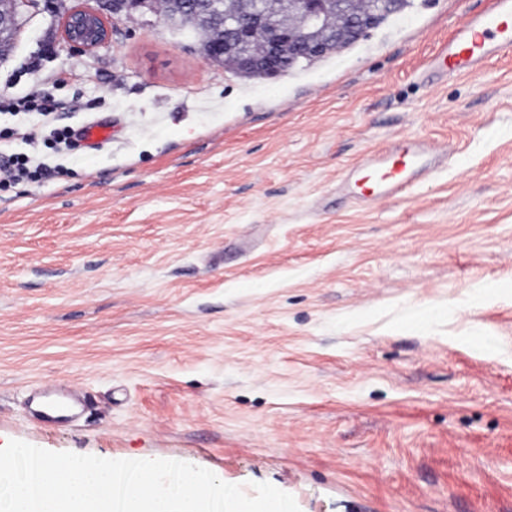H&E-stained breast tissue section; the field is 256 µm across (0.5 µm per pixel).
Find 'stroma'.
<instances>
[{"label":"stroma","instance_id":"35a3bbf8","mask_svg":"<svg viewBox=\"0 0 512 512\" xmlns=\"http://www.w3.org/2000/svg\"><path fill=\"white\" fill-rule=\"evenodd\" d=\"M485 3L414 0L264 79L150 11L87 54L63 22L96 0L30 13L0 64V152L44 167L0 182V444L184 461L300 512H512V51L421 76ZM38 89L53 126L4 106ZM91 122L111 140L55 144ZM409 138L447 163L341 187ZM44 396L75 409L44 425Z\"/></svg>","mask_w":512,"mask_h":512}]
</instances>
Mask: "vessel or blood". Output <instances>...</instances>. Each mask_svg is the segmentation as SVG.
Instances as JSON below:
<instances>
[{
  "label": "vessel or blood",
  "mask_w": 512,
  "mask_h": 512,
  "mask_svg": "<svg viewBox=\"0 0 512 512\" xmlns=\"http://www.w3.org/2000/svg\"><path fill=\"white\" fill-rule=\"evenodd\" d=\"M512 50V0H488L481 11L466 15L453 36L439 46L425 70L428 77L478 74L493 56ZM441 152L422 141L408 140L395 150L370 154L347 184L371 200L399 197L438 167Z\"/></svg>",
  "instance_id": "1"
}]
</instances>
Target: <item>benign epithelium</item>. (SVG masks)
<instances>
[{
  "label": "benign epithelium",
  "instance_id": "benign-epithelium-1",
  "mask_svg": "<svg viewBox=\"0 0 512 512\" xmlns=\"http://www.w3.org/2000/svg\"><path fill=\"white\" fill-rule=\"evenodd\" d=\"M208 0H101V10L75 9L64 21L65 41L80 53L105 44L109 30L101 18L131 17L142 9L157 12L173 24L196 28L206 15ZM229 9L221 26L202 49L205 59L224 62L234 58L241 74L260 73L271 78L285 72L286 62L302 57L321 59L336 46L350 43L380 25L382 16L364 0H275L264 11L258 0H226ZM34 0H0V62L10 51L20 21Z\"/></svg>",
  "mask_w": 512,
  "mask_h": 512
}]
</instances>
